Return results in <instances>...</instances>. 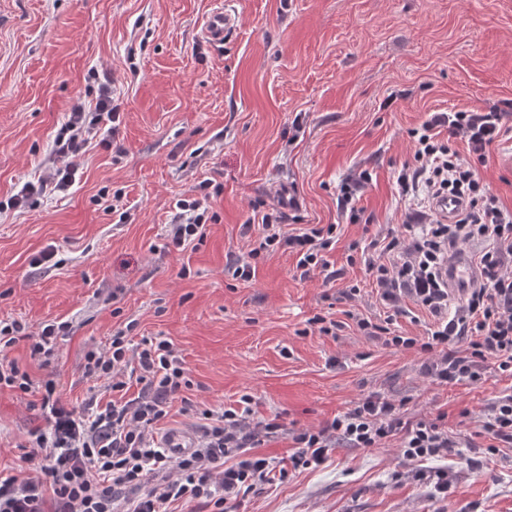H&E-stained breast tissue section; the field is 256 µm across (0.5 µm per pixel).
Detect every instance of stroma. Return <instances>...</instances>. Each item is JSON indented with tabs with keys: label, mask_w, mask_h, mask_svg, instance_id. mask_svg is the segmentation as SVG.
<instances>
[{
	"label": "stroma",
	"mask_w": 512,
	"mask_h": 512,
	"mask_svg": "<svg viewBox=\"0 0 512 512\" xmlns=\"http://www.w3.org/2000/svg\"><path fill=\"white\" fill-rule=\"evenodd\" d=\"M212 0H0V201L37 181L76 98L93 103L90 71L108 75L120 118L121 158L95 148L73 185L0 213V321L30 332L71 326L56 362L40 366L26 343L9 356L32 379L56 380L77 405L88 384L85 352L133 324L134 338L164 336L183 357L193 401L230 406L255 398L253 419L282 428L263 452L287 460L294 432L318 429L376 392L406 420L443 417L456 440L425 469L447 468V494L416 479L399 437L378 448L337 442L318 469L229 500L224 512H512V447L488 453L489 408L512 394V378L486 362L475 384H439L426 356L370 340L350 315L392 318L396 334L424 336L435 323L403 301L386 305L352 242L403 232L419 212L399 194L412 164L411 129L432 113L512 101V0H230L238 17L223 47L199 33ZM479 175L512 210V114ZM368 171L354 213L339 184ZM206 199L198 248L165 249L181 199ZM121 193L105 210L101 191ZM299 201V225H336L332 278L299 279L296 258L265 254L256 276L225 275L233 256L255 247V213ZM59 263L37 269L45 249ZM358 285L355 297L344 288ZM342 323L336 336L309 326ZM26 400L0 392V473L23 475L20 447L45 426ZM473 467L460 465V456Z\"/></svg>",
	"instance_id": "1"
}]
</instances>
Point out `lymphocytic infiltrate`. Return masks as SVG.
<instances>
[{
  "label": "lymphocytic infiltrate",
  "instance_id": "1",
  "mask_svg": "<svg viewBox=\"0 0 512 512\" xmlns=\"http://www.w3.org/2000/svg\"><path fill=\"white\" fill-rule=\"evenodd\" d=\"M505 115L496 106L451 110L411 130L414 163L398 177L402 194L421 205L427 197L448 193L461 197L464 205L454 223L436 220L408 238L389 234L368 244L365 265L381 300L395 305L410 298L438 322L424 337L400 336L389 325L365 318L358 319L359 329L384 345L415 347L428 354L425 371L441 383H477L489 360L499 371L512 373V275L504 271L506 261L512 260V211L478 173L487 149L501 135ZM118 118L111 80L98 83L94 108L75 100L54 139L51 167L38 183L23 185L0 203V212L28 207L49 187L67 190L89 149L112 148L111 125ZM441 127L448 130L447 140L438 137ZM458 140L465 142L466 153L455 149ZM177 207L179 221L169 227L170 242L182 250L204 241L207 224L201 201L181 199ZM283 221L280 214L262 215L258 246L226 265L234 279L250 281L261 254L283 247L296 257L301 278L327 269L324 253L336 242L335 225L291 233ZM475 238L493 243L478 259L482 282L452 317H445L448 290L441 270L448 250ZM67 329L64 322L47 323L32 334L17 320L0 325V390L36 397L49 423L48 429L29 430L24 441L32 475L0 476V512H169L175 503L189 506L190 512H224L227 499L286 476L288 468L277 467L274 459L258 452L281 425L274 418L251 420L253 398L248 394L224 409L198 410L186 402V410L195 411L199 420L197 444L190 452L175 458L158 442L156 432L168 418L174 396L192 386L183 358L167 338L144 336L134 344L119 330L105 348L88 350L83 376L101 383L112 398L104 403L93 393L80 408L62 401L54 381L34 382L10 359V349L25 341L31 357L49 365ZM462 340L468 343L466 355L449 353V345ZM437 347L442 350L438 356L433 353ZM131 376L140 386L133 397L128 394ZM394 436L404 458L417 463L447 456L454 445L438 420L403 423L393 401L371 394L319 430L294 433L290 468L320 467L339 441L376 448Z\"/></svg>",
  "mask_w": 512,
  "mask_h": 512
}]
</instances>
